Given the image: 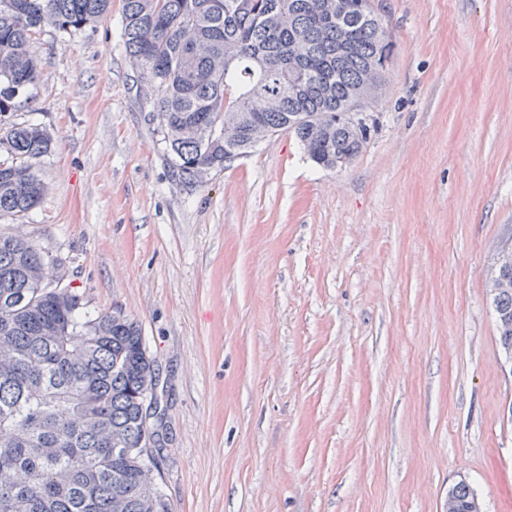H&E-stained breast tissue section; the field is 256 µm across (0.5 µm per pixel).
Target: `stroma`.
Instances as JSON below:
<instances>
[{
  "label": "stroma",
  "mask_w": 512,
  "mask_h": 512,
  "mask_svg": "<svg viewBox=\"0 0 512 512\" xmlns=\"http://www.w3.org/2000/svg\"><path fill=\"white\" fill-rule=\"evenodd\" d=\"M45 26L0 122L46 126L23 231L157 360L172 512H512V363L489 288L512 243V0H376L393 41L345 167L286 133L194 190L121 40ZM450 489L452 490L454 497L460 507V511H469V505L472 504L475 501V499H477V496L474 493V490L470 487V485L465 482H460L455 484ZM455 499L452 497L451 494H448V512H456L457 504Z\"/></svg>",
  "instance_id": "obj_1"
}]
</instances>
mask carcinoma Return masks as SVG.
I'll use <instances>...</instances> for the list:
<instances>
[{
    "mask_svg": "<svg viewBox=\"0 0 512 512\" xmlns=\"http://www.w3.org/2000/svg\"><path fill=\"white\" fill-rule=\"evenodd\" d=\"M0 0V114L38 79L30 43L49 24L73 33L107 14L111 0ZM214 0H123L122 44L151 86V111L172 175L188 189L206 166L253 151L254 126L290 133L310 159L331 167L358 155L375 119L357 139L344 114L362 71L392 55L381 19L327 17L319 0H247L233 12ZM308 40L292 50V33ZM244 112L237 141L224 138V113ZM297 112H323L322 128L289 126ZM53 139L35 124L0 136V214L23 218L45 187L33 161ZM56 265L27 237L0 234V512H169L156 482L154 447L141 445L143 387L155 373L142 328L127 315L80 313L69 283L47 288ZM499 342L512 349V290L492 297ZM460 512L477 499L452 487Z\"/></svg>",
    "mask_w": 512,
    "mask_h": 512,
    "instance_id": "1",
    "label": "carcinoma"
}]
</instances>
